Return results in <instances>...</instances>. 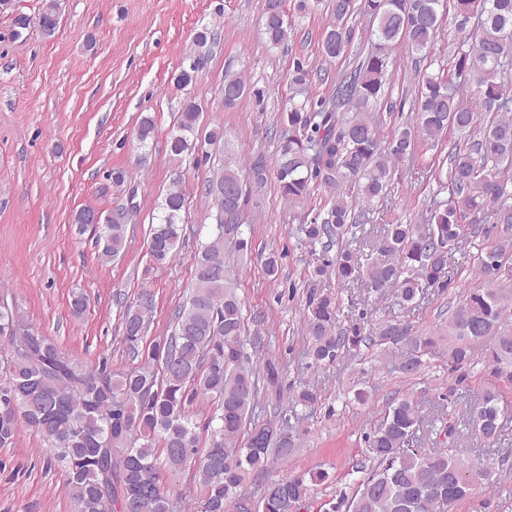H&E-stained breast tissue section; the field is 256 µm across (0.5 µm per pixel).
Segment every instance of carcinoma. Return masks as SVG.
<instances>
[{
  "label": "carcinoma",
  "instance_id": "1",
  "mask_svg": "<svg viewBox=\"0 0 512 512\" xmlns=\"http://www.w3.org/2000/svg\"><path fill=\"white\" fill-rule=\"evenodd\" d=\"M450 3L461 33L453 61V77L425 75L414 97L415 128L393 132L387 148L380 146L370 107L381 97L389 53L403 43L415 52L430 51L438 38L445 3ZM334 22L323 40L326 56L343 54L352 39L349 20L363 12L377 22L370 52L336 85V104L321 100L291 108L292 133L282 138L279 157L269 168L262 154L249 163L256 187L275 172L281 196L302 203L311 183L331 193L322 218L304 225L312 241L327 244L346 235L356 238V203L381 197L394 174V161L413 151L415 138L434 142L449 130L472 137L470 146L452 147L447 172L435 169L444 201H433L422 224H387L386 258L363 263L350 250L336 262L315 267L311 278L333 274L341 283L362 281L380 298L405 309L416 307L428 289L454 287L450 269L462 242L482 234L493 219L499 238L478 249L473 265L477 285L466 290L449 311L440 334H418L410 322L395 316L371 322L368 312L342 325L340 302L330 292L312 293L307 301L304 332L307 355L316 365H331L355 355L361 347L398 350L393 369L414 376L427 359L448 358L456 371L475 362L478 349L489 346L488 360L512 382V293L494 284L512 282V118L481 122L474 105L490 111L512 100V86L500 80L512 64V0H332ZM478 17L476 27L468 24ZM46 36L57 27L56 0H46L39 17ZM263 34L272 47L289 39L284 0H266ZM246 96L240 77H224V106ZM351 108L344 114L336 106ZM198 105L188 101L171 135V151L190 149L186 133L194 131ZM212 184L233 189L224 202L214 199L216 235L198 252L195 283L174 317L171 336L140 350L154 307L153 294L140 292L122 316L124 340L133 357L144 355L128 371H113L108 360L84 369L46 336L34 330L15 302L0 305V353L15 354L0 362V448L13 444L24 427L38 433L48 462L67 472L68 493L76 512H174L173 500L161 486L159 461L172 472L194 469L202 491L199 512H234L239 487L265 473L275 458L293 452L290 418L281 413L259 423L251 419L258 392L254 372L245 367L244 318L235 283L224 269V236L233 235L239 250H248L240 220L248 201L236 165L219 169ZM185 195L175 182L162 202L160 223L149 250L164 263L178 250L179 221ZM96 218L100 258L110 261L124 247L126 227L94 207L79 210L74 223L84 227ZM469 223H463V220ZM196 398L217 402L205 428L208 447L198 449L196 423L187 406ZM317 402L314 386L304 383L291 396L292 407ZM499 394L484 392L470 405L468 420L490 441L501 432ZM430 431L448 441L446 448H412L417 432ZM246 446H237L241 435ZM456 424L440 411L430 420L410 396L395 399L380 422L365 435L376 466L360 480L351 496L342 497L346 512H433L436 497L448 507L489 484L490 472L471 465L453 450ZM325 479L313 472L279 479L265 486L254 512H301L310 483Z\"/></svg>",
  "mask_w": 512,
  "mask_h": 512
}]
</instances>
